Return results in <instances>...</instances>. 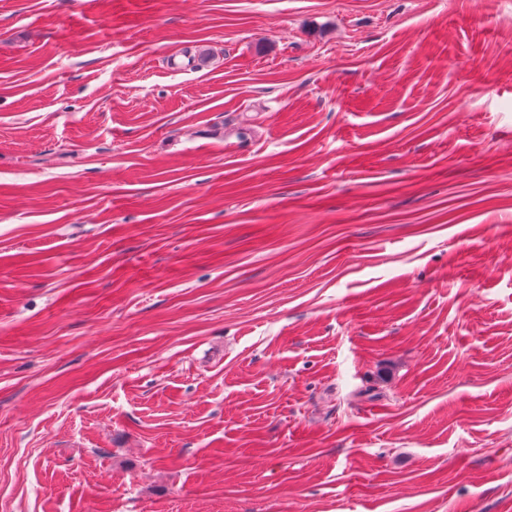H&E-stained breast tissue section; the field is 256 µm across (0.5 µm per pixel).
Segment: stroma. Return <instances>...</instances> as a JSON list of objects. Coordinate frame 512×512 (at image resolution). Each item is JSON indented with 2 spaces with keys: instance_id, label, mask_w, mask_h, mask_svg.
<instances>
[{
  "instance_id": "1",
  "label": "stroma",
  "mask_w": 512,
  "mask_h": 512,
  "mask_svg": "<svg viewBox=\"0 0 512 512\" xmlns=\"http://www.w3.org/2000/svg\"><path fill=\"white\" fill-rule=\"evenodd\" d=\"M0 512H512V0H0Z\"/></svg>"
}]
</instances>
